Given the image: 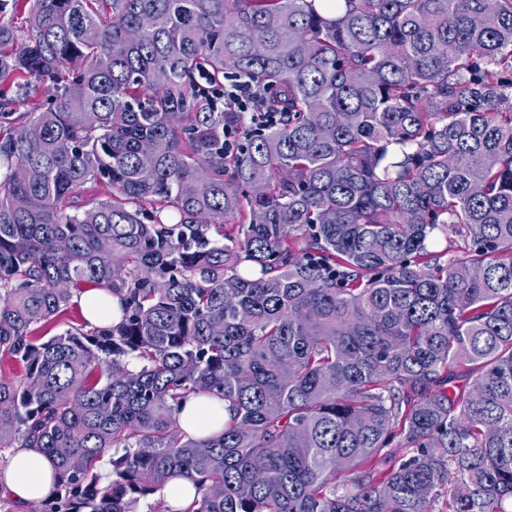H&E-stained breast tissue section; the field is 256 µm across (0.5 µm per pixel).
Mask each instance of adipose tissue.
Here are the masks:
<instances>
[{
  "mask_svg": "<svg viewBox=\"0 0 512 512\" xmlns=\"http://www.w3.org/2000/svg\"><path fill=\"white\" fill-rule=\"evenodd\" d=\"M75 299L91 326H111L121 315L122 294L89 288L76 293ZM223 417V401L191 397L184 402L178 421L188 437L197 438L201 435V424ZM53 489L54 468L46 457L33 448L11 450L7 465L0 468V493L8 495L19 512H27L28 507L39 504Z\"/></svg>",
  "mask_w": 512,
  "mask_h": 512,
  "instance_id": "1",
  "label": "adipose tissue"
}]
</instances>
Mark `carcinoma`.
I'll use <instances>...</instances> for the list:
<instances>
[{"label":"carcinoma","instance_id":"obj_1","mask_svg":"<svg viewBox=\"0 0 512 512\" xmlns=\"http://www.w3.org/2000/svg\"><path fill=\"white\" fill-rule=\"evenodd\" d=\"M9 7L0 449L55 467L40 512H512V0H34L21 47ZM242 75L282 122L222 109ZM86 286L118 323L35 334ZM213 418L224 424V401L214 398L204 403L200 398L189 397L183 404L178 421L187 437L197 438L204 434L200 424ZM195 493L193 484L182 478L170 482L163 491L166 504L173 512L184 511L193 502Z\"/></svg>","mask_w":512,"mask_h":512}]
</instances>
